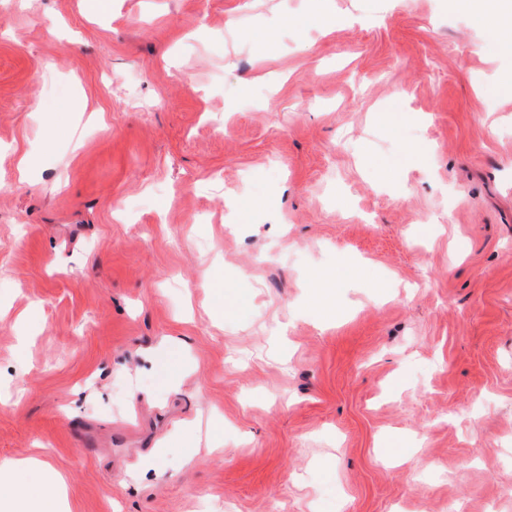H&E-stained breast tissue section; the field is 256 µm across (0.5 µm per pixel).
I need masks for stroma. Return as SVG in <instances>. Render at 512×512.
Returning <instances> with one entry per match:
<instances>
[{
	"instance_id": "obj_1",
	"label": "stroma",
	"mask_w": 512,
	"mask_h": 512,
	"mask_svg": "<svg viewBox=\"0 0 512 512\" xmlns=\"http://www.w3.org/2000/svg\"><path fill=\"white\" fill-rule=\"evenodd\" d=\"M508 73L448 0H0V461L69 512H512ZM20 466L24 467H34L41 471L42 474L46 475V477L53 482L56 487V495L53 498L42 499L39 501L37 505L36 511H29V501L31 500V496H21L19 497L13 504L12 508L15 509L13 511L8 512H66L64 509L67 508L66 495L65 492L62 491L64 487V479L63 477L56 472L53 468H51L45 461L41 458H30L26 461L20 463L14 462H0V473L2 470L10 475H13L17 472Z\"/></svg>"
}]
</instances>
